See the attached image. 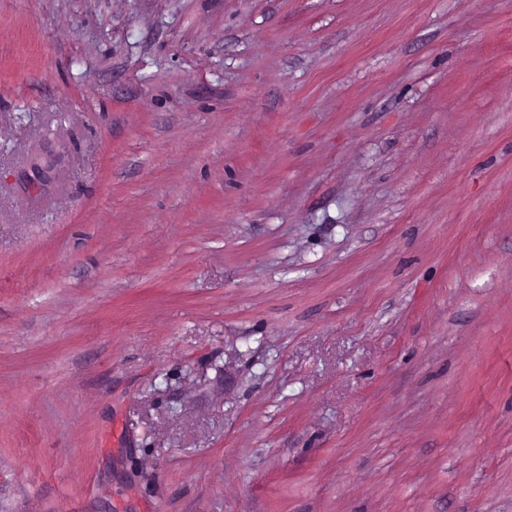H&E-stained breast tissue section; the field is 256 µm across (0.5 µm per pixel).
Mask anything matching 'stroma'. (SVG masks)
<instances>
[{
	"mask_svg": "<svg viewBox=\"0 0 512 512\" xmlns=\"http://www.w3.org/2000/svg\"><path fill=\"white\" fill-rule=\"evenodd\" d=\"M0 512H512V0H0Z\"/></svg>",
	"mask_w": 512,
	"mask_h": 512,
	"instance_id": "35a3bbf8",
	"label": "stroma"
}]
</instances>
